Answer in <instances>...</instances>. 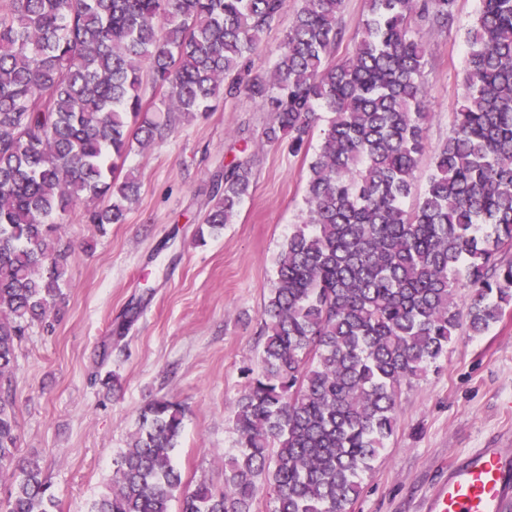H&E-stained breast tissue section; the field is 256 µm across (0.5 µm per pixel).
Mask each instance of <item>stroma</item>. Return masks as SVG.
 Masks as SVG:
<instances>
[{"label":"stroma","mask_w":512,"mask_h":512,"mask_svg":"<svg viewBox=\"0 0 512 512\" xmlns=\"http://www.w3.org/2000/svg\"><path fill=\"white\" fill-rule=\"evenodd\" d=\"M479 7L480 0H457L452 30L420 32L428 50V150L452 129L466 32ZM270 120L252 100L220 102L131 152L126 166L141 190L125 223L99 229L78 209L64 217L62 232L76 252L59 315L53 331L30 329L12 380L18 456L39 460L53 484L54 512H89L144 405L159 397L185 407L173 452L184 487L223 485L242 370L257 366L262 352L260 312L275 259L306 211L310 158L258 142ZM244 149L252 156L249 195L234 223L197 242L213 175ZM107 341L112 357L103 363ZM100 372L113 373L119 391L95 383ZM396 416L351 512H422L457 458L512 449V310L484 335L459 332L436 366L402 387Z\"/></svg>","instance_id":"35a3bbf8"}]
</instances>
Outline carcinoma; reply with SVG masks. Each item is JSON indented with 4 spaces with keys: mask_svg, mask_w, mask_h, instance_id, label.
<instances>
[{
    "mask_svg": "<svg viewBox=\"0 0 512 512\" xmlns=\"http://www.w3.org/2000/svg\"><path fill=\"white\" fill-rule=\"evenodd\" d=\"M345 0H0V469L4 512H52L39 462L17 460L11 380L29 329L53 327L78 205L122 224L140 192L133 144L221 100L272 113L261 137L288 152L322 143L306 218L275 261L260 367L243 368L224 486L181 490L172 461L184 406L141 411L89 512H349L396 427L402 385L447 353L457 330L487 332L512 309V0H481L462 91L421 192L428 111L422 27L450 30L457 0H365L360 38L336 59ZM288 21L272 65L262 35ZM163 91L143 103V76ZM251 160L213 179L204 225L233 223ZM417 195L414 206L405 201ZM469 302L459 304L462 290Z\"/></svg>",
    "mask_w": 512,
    "mask_h": 512,
    "instance_id": "carcinoma-1",
    "label": "carcinoma"
}]
</instances>
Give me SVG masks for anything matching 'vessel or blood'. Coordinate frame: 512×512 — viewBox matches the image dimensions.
Listing matches in <instances>:
<instances>
[{"mask_svg": "<svg viewBox=\"0 0 512 512\" xmlns=\"http://www.w3.org/2000/svg\"><path fill=\"white\" fill-rule=\"evenodd\" d=\"M512 507V453L483 448L448 470L428 504L429 512H507Z\"/></svg>", "mask_w": 512, "mask_h": 512, "instance_id": "1", "label": "vessel or blood"}]
</instances>
